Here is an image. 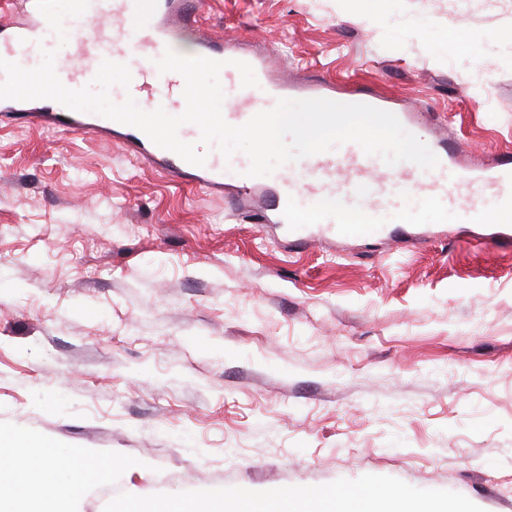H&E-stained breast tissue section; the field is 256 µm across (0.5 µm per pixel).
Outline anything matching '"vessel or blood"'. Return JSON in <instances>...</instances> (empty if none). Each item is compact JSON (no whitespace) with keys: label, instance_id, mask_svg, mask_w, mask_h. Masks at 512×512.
I'll use <instances>...</instances> for the list:
<instances>
[{"label":"vessel or blood","instance_id":"b4317fda","mask_svg":"<svg viewBox=\"0 0 512 512\" xmlns=\"http://www.w3.org/2000/svg\"><path fill=\"white\" fill-rule=\"evenodd\" d=\"M195 0H90L87 11L64 22L67 33L75 37L69 63L59 78L68 88H81L91 81L101 62H127L132 53L140 61L131 67L129 93L142 110L155 107L173 108L182 98V81L175 72L160 73L156 62L170 48L174 31L170 18L182 27L195 22ZM105 17L113 23L111 31L83 36L86 24ZM52 32L39 12L36 0H27L24 19H15L9 9L0 10V56L27 55L35 44L47 41ZM196 53L219 61L235 59V52L208 37H200ZM258 80L254 87H234L230 97L233 111L225 113L227 123L238 126L258 112L272 109L292 87L270 79L264 65L252 60ZM0 112L10 114L22 123L52 117L58 126L77 132L121 130L127 147L152 159L173 177L191 179L206 188H219L224 183V158L213 154L204 165L185 162L177 154L153 143L142 131L106 117L72 111L61 107L47 110L42 100H0ZM439 165L431 171L411 162L386 165L376 155L366 154L354 142L338 145L333 150L285 164L271 175L247 176L248 161L236 164L243 192L258 187L268 188L275 199L270 216L277 224H286L304 234L309 224L326 232L349 231L377 235L389 214L405 212L410 202L429 204L444 202L456 223L481 224L489 214L502 223L512 222V163L490 168L465 167L441 146H434ZM349 215L361 216L356 226L346 224Z\"/></svg>","mask_w":512,"mask_h":512}]
</instances>
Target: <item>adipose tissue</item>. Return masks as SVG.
I'll use <instances>...</instances> for the list:
<instances>
[{
    "label": "adipose tissue",
    "mask_w": 512,
    "mask_h": 512,
    "mask_svg": "<svg viewBox=\"0 0 512 512\" xmlns=\"http://www.w3.org/2000/svg\"><path fill=\"white\" fill-rule=\"evenodd\" d=\"M0 444L17 460L14 466H0V512H62L65 500L86 491L112 472L108 462L91 472L72 465L62 466L63 450H36L22 437L10 433L0 434ZM294 509V496L279 492L259 507L237 500L214 504L205 511L194 500L179 499L167 512H294Z\"/></svg>",
    "instance_id": "ef3b65f1"
}]
</instances>
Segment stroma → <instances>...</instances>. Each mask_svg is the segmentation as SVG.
<instances>
[{
    "label": "stroma",
    "instance_id": "35a3bbf8",
    "mask_svg": "<svg viewBox=\"0 0 512 512\" xmlns=\"http://www.w3.org/2000/svg\"><path fill=\"white\" fill-rule=\"evenodd\" d=\"M292 83L386 93L458 163L512 157V0H201ZM262 196L106 134L0 122V431L105 455L72 512L318 489L512 512V223L289 242Z\"/></svg>",
    "mask_w": 512,
    "mask_h": 512
}]
</instances>
